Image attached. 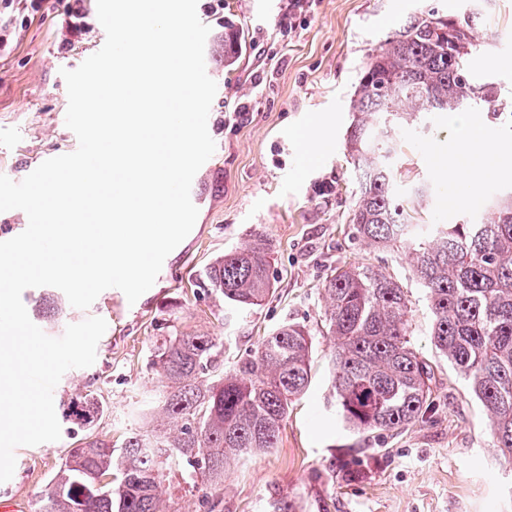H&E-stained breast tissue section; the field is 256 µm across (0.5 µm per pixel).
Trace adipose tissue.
Segmentation results:
<instances>
[{"label":"adipose tissue","instance_id":"1","mask_svg":"<svg viewBox=\"0 0 512 512\" xmlns=\"http://www.w3.org/2000/svg\"><path fill=\"white\" fill-rule=\"evenodd\" d=\"M448 121L455 131L456 147L447 152L432 151L433 167L443 177L451 171L463 173V180L454 185L456 195L475 196L485 178L497 175L512 164V147L484 140L478 117L452 112Z\"/></svg>","mask_w":512,"mask_h":512}]
</instances>
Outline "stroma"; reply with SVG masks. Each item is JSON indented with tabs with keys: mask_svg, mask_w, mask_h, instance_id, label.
<instances>
[{
	"mask_svg": "<svg viewBox=\"0 0 512 512\" xmlns=\"http://www.w3.org/2000/svg\"><path fill=\"white\" fill-rule=\"evenodd\" d=\"M287 5L224 0L225 21L248 34L229 63L223 23H208L216 151L194 184L195 225L166 257L152 288L119 314L107 294L84 311L60 292L59 315L36 319L54 338L90 315L106 321L94 364L67 371L54 390L58 406L92 391L105 411L93 426L58 441L18 447L14 475L0 483V508L38 512L68 449L84 439L118 449L132 432L172 431L158 417L162 389L151 357L157 339L176 331L214 337L223 346L219 366L229 369L288 321L312 334V381L290 406L277 447L241 459L212 492L188 479L186 463H170L160 491L172 512H268L284 496L298 498L302 512H512V470L490 445L483 406L431 342L426 291L403 248L371 246L349 222L358 183L345 147L365 63L416 15H471L483 43L472 69L493 79L512 103V0H316L283 31L279 20ZM84 8L82 34L70 32L60 0H48L35 14L17 2L0 24L8 39L0 54V174L22 177L43 158L77 149L76 135L60 120L68 106L60 71L79 67L105 36L91 0ZM324 121L332 124V145L315 157L304 136ZM453 137L445 113H427L394 163L397 195L410 197L420 185L430 189L419 216L425 237L436 224L480 220L493 200L512 192L511 171L487 181L474 202L446 203L448 189L428 151ZM256 234L270 245L273 293L250 311L227 313L194 281L215 257ZM363 265L390 274L410 300L411 342L434 373V409L426 423L358 434L336 411L322 287L332 270ZM349 468L363 471V478L329 476Z\"/></svg>",
	"mask_w": 512,
	"mask_h": 512,
	"instance_id": "35a3bbf8",
	"label": "stroma"
}]
</instances>
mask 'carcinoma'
Wrapping results in <instances>:
<instances>
[{
  "label": "carcinoma",
  "instance_id": "carcinoma-1",
  "mask_svg": "<svg viewBox=\"0 0 512 512\" xmlns=\"http://www.w3.org/2000/svg\"><path fill=\"white\" fill-rule=\"evenodd\" d=\"M243 33L224 27V61ZM481 48L467 16H413L367 62L352 100L348 155L359 173L350 223L376 247L406 242L412 273L427 290L431 342L469 383L485 408L493 447L512 464V193L479 221L442 225L432 238L413 234L415 200L397 196L390 164L402 136L423 112L479 105L491 122H512V104L471 58ZM269 247L261 237L224 252L199 287L235 311L272 291ZM326 333L334 341L333 389L344 423L366 434L424 419L432 405L428 365L409 339V300L379 269H337L323 285ZM313 339L286 322L248 357L217 371L221 346L210 336H165L153 349L162 411L177 433L133 432L120 452L98 439L69 450L41 512H169L159 494L163 465L177 458L191 478L218 487L242 456L277 447L294 400L311 384ZM103 413L92 393L62 406V419L89 425ZM106 482L102 496L93 485Z\"/></svg>",
  "mask_w": 512,
  "mask_h": 512
}]
</instances>
